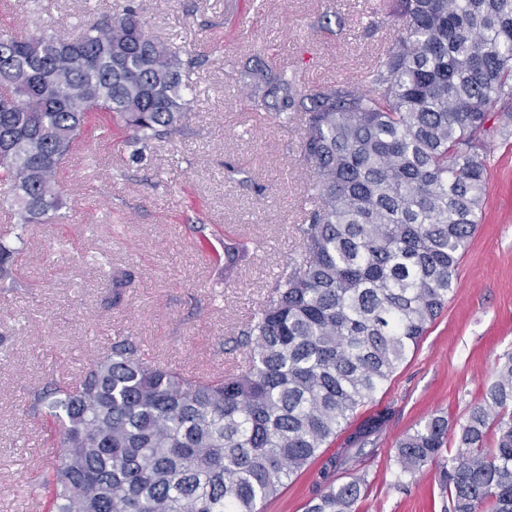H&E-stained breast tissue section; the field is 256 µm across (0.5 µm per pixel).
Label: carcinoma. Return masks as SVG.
Wrapping results in <instances>:
<instances>
[{
  "instance_id": "obj_1",
  "label": "carcinoma",
  "mask_w": 512,
  "mask_h": 512,
  "mask_svg": "<svg viewBox=\"0 0 512 512\" xmlns=\"http://www.w3.org/2000/svg\"><path fill=\"white\" fill-rule=\"evenodd\" d=\"M387 15L402 28L364 88L310 87L287 66L242 71L253 108L303 125L314 194L299 258L240 329L241 372L187 375L125 338L77 381L31 390L27 412L60 444L28 485L45 512H260L347 429L306 512H353L363 480L335 485L330 472L389 426L387 409L351 423L448 303L485 201V141L512 137V0H387ZM197 64L146 34L131 3L71 39L1 30L0 183L11 194L0 209L23 228L58 220V170L98 116L140 160L180 132ZM15 253L0 242L3 288ZM249 259L245 243L225 242L224 278ZM447 434L437 416L403 436L398 482L439 459ZM439 485L448 512H512V355Z\"/></svg>"
}]
</instances>
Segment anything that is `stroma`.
Masks as SVG:
<instances>
[{"instance_id":"obj_1","label":"stroma","mask_w":512,"mask_h":512,"mask_svg":"<svg viewBox=\"0 0 512 512\" xmlns=\"http://www.w3.org/2000/svg\"><path fill=\"white\" fill-rule=\"evenodd\" d=\"M130 0H8L0 27L25 34L51 23L79 34L87 20ZM147 33L198 55L184 128L144 159L96 126L65 164L57 224L19 236L0 211V242L21 246L18 277L0 289V512H43L26 496L54 457L40 421L25 412L46 380L78 378L92 358L128 336L143 357L187 374L241 369L234 347L282 267L301 251L298 226L312 185L299 157V128L283 130L243 100L238 74L257 63L300 69L311 85L363 82L395 33L386 0H131ZM486 199L456 272V287L418 347L359 409L392 420L361 463L335 483L364 478L356 512H444L430 465L397 482L396 446L434 415L449 422L446 451L481 403L499 361L512 354V142L491 136ZM254 253L224 277V242ZM127 283L106 301L113 274ZM325 448L262 512H304L322 490Z\"/></svg>"}]
</instances>
